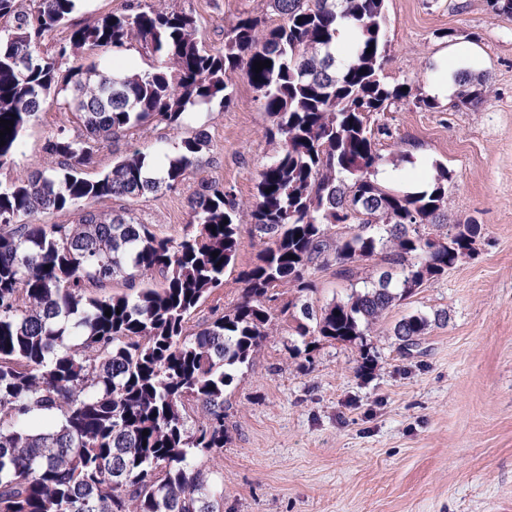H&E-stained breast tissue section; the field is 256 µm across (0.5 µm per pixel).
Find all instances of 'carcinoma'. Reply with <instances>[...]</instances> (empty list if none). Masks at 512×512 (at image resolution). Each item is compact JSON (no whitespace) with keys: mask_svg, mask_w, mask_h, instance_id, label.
Instances as JSON below:
<instances>
[{"mask_svg":"<svg viewBox=\"0 0 512 512\" xmlns=\"http://www.w3.org/2000/svg\"><path fill=\"white\" fill-rule=\"evenodd\" d=\"M269 2L283 24L265 31L259 17H240L224 31V49L212 52L196 19L175 10L138 4L74 25L78 0H37L27 10L0 0V18L12 20L0 34V118L13 122L0 169L15 164L21 132L50 95L85 129L49 141L43 169L0 183V512H223L224 486L209 471L224 453V387L269 336L276 288L307 292L309 272L330 266L351 281L357 263L376 261L377 278L319 314L304 307L309 323L295 327L303 338L353 343L475 251L472 219L451 237L438 233L450 179L443 164H433L428 190L378 181L377 142L393 136L378 115L409 95L381 77L384 0ZM350 23L357 36L338 66V28ZM64 26L68 43L40 56L45 34ZM133 43L148 68L70 64L79 51L104 55ZM243 63L278 145L258 173L253 204L206 184L190 198L178 239L158 236L126 208L91 209L186 180L208 146L203 129L152 177L153 160L141 152L115 159L96 181L81 169L134 129H179L215 98L230 101L224 77ZM458 96L478 102L483 89L465 78ZM46 210L77 219L34 223ZM245 217L262 248L239 274L241 297L192 333L190 317L234 267ZM339 224L359 229L330 236ZM116 277L129 292L101 293ZM428 327L427 317L412 315L394 335L422 336Z\"/></svg>","mask_w":512,"mask_h":512,"instance_id":"carcinoma-1","label":"carcinoma"}]
</instances>
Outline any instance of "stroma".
Here are the masks:
<instances>
[{
    "label": "stroma",
    "mask_w": 512,
    "mask_h": 512,
    "mask_svg": "<svg viewBox=\"0 0 512 512\" xmlns=\"http://www.w3.org/2000/svg\"><path fill=\"white\" fill-rule=\"evenodd\" d=\"M196 18L203 44L224 46V31L244 14L267 27L282 22L267 0H146ZM388 62L382 76L410 94L382 120L394 136L378 145L386 166L404 179L418 172L408 158L424 154L447 166L448 221L476 219L477 251L387 311L366 343L316 339L304 349L279 318L253 363L224 389V454L211 462L224 486V512H512V16L487 0H385ZM482 79L477 105L455 95L419 106L442 63ZM231 101H213L200 116L209 145L196 171L175 189H160L130 206L159 236L179 238L190 221L188 200L201 184L233 189L251 202L259 171L274 147L270 122L243 70L229 73ZM196 125L150 124L104 144L84 176L94 180L117 157L138 151L174 155ZM77 137L74 115L44 103L20 135L16 164L0 181L42 169L58 134ZM235 265L189 322L197 331L212 306L239 299L240 270L261 248L250 224L239 227ZM313 292L282 290V301L320 311L346 298L350 282L335 268L314 271ZM421 313L433 323L417 353H400L394 327ZM371 373L359 366L362 352Z\"/></svg>",
    "instance_id": "stroma-1"
}]
</instances>
